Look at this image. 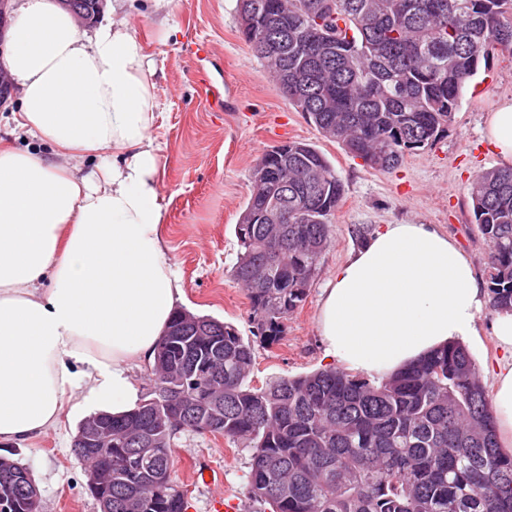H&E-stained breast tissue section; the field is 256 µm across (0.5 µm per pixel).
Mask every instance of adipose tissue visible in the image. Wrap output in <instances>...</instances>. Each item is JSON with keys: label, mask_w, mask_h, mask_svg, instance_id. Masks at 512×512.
<instances>
[{"label": "adipose tissue", "mask_w": 512, "mask_h": 512, "mask_svg": "<svg viewBox=\"0 0 512 512\" xmlns=\"http://www.w3.org/2000/svg\"><path fill=\"white\" fill-rule=\"evenodd\" d=\"M147 58L127 21L89 37L58 0H22L10 29L15 119L38 146H0V442H28L66 412L119 416L141 402L131 369L153 362L179 292L162 236ZM485 135L512 165V99L489 113ZM110 150L120 157L100 176L64 163ZM487 303L448 235L387 224L323 289L319 331L337 365L388 374L471 335ZM80 374L93 399L73 396ZM492 407L512 449V363L497 366Z\"/></svg>", "instance_id": "ef3b65f1"}]
</instances>
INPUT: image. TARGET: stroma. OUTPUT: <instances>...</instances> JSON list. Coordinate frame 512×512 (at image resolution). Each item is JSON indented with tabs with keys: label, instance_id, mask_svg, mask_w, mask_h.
I'll use <instances>...</instances> for the list:
<instances>
[{
	"label": "stroma",
	"instance_id": "35a3bbf8",
	"mask_svg": "<svg viewBox=\"0 0 512 512\" xmlns=\"http://www.w3.org/2000/svg\"><path fill=\"white\" fill-rule=\"evenodd\" d=\"M100 18L127 19L146 44L159 102L151 137L159 162V202L167 258L178 279L179 309L235 326L252 339L250 301L231 275L240 251L236 224L251 190V171L271 147L286 141L316 145L344 186L330 218L331 244L302 308L290 314L276 343L256 345L249 381L295 376L329 367L318 330L321 290L332 271L386 224H431L473 261L486 285L488 246L477 229L468 186L480 172L501 166L488 143L485 120L512 97V55L496 54L468 82L447 132L431 147L406 154L380 172L325 139L280 93L239 31V0H171L161 9L141 0H115ZM483 310L477 335L465 346L482 381L502 352ZM80 423L62 417L58 428L0 454L28 467L40 491V512H100L87 486V465L73 452ZM175 478L187 492L188 512H213L214 492L193 474L220 472L224 497L246 505L249 454L223 436L182 433Z\"/></svg>",
	"mask_w": 512,
	"mask_h": 512
}]
</instances>
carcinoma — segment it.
<instances>
[{"mask_svg":"<svg viewBox=\"0 0 512 512\" xmlns=\"http://www.w3.org/2000/svg\"><path fill=\"white\" fill-rule=\"evenodd\" d=\"M92 17L98 0H61ZM240 30L290 105L327 139L377 171L432 145L448 129L468 80L496 53L512 54V0H240ZM236 225L243 252L233 278L248 291L265 343L305 302L330 244L328 217L344 187L315 146L289 141L256 163ZM288 185V232L253 216ZM488 245L489 307L512 310V166L481 172L470 189ZM173 345L162 338L150 402L112 418V512L152 475L168 478L141 512H187L172 479L176 438L207 433L204 419L171 422L182 400L208 403L220 434L250 453L247 512H512V455L498 445L489 395L459 341L377 379L336 368L247 382L254 346L201 317ZM136 424L156 455L134 461ZM16 512H39L14 479Z\"/></svg>","mask_w":512,"mask_h":512,"instance_id":"obj_1","label":"carcinoma"}]
</instances>
